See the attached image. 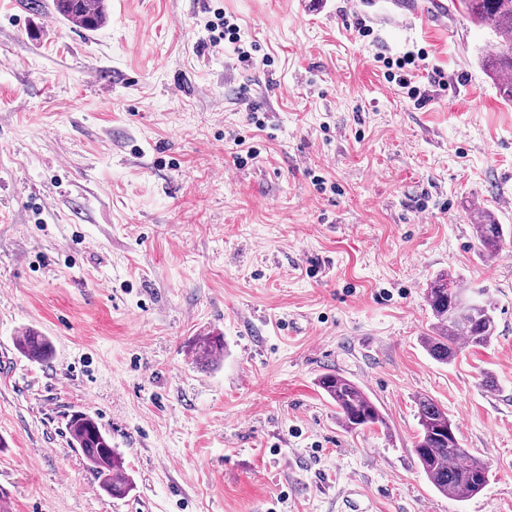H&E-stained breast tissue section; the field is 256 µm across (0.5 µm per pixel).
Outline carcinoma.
Instances as JSON below:
<instances>
[{
  "instance_id": "cac0c4a2",
  "label": "carcinoma",
  "mask_w": 512,
  "mask_h": 512,
  "mask_svg": "<svg viewBox=\"0 0 512 512\" xmlns=\"http://www.w3.org/2000/svg\"><path fill=\"white\" fill-rule=\"evenodd\" d=\"M461 4L471 21L499 37L512 36V0H452ZM55 9L65 20L84 30H95L107 17L105 0H55ZM484 67L499 88L501 99L512 102V44L501 47L483 59ZM483 252L493 254L504 246L503 225L483 216L474 224ZM457 279L440 274L425 291L434 323L431 334L422 337L427 354L436 362L450 364L462 352L461 344L471 348L488 345L496 332V306L490 298L475 302L460 301ZM18 346L35 362H47L52 355L48 337L29 332ZM224 339L208 336L194 345L196 360L212 363L223 354ZM319 387L336 406L340 426L349 432L364 428L387 427L386 418L376 402L356 382L326 373ZM418 431L414 452L427 480L439 494L461 501L479 494L486 486L489 466L459 444L449 443L448 426L454 421L448 410L432 398L417 400ZM70 443L79 449L102 490L111 497L128 494L132 483L126 476L121 454L112 448L111 436L87 413H77L68 422Z\"/></svg>"
}]
</instances>
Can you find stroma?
<instances>
[{"label":"stroma","instance_id":"1","mask_svg":"<svg viewBox=\"0 0 512 512\" xmlns=\"http://www.w3.org/2000/svg\"><path fill=\"white\" fill-rule=\"evenodd\" d=\"M108 6L84 31L0 0L8 512H512V262L473 228L487 209L512 232V104L482 67L500 39L429 0L409 22L395 0ZM218 10L252 64L210 45ZM421 48L418 105L380 59ZM240 138L258 152L243 165ZM441 273L497 306L491 343L448 365L420 342ZM28 330L51 338L48 362L18 349ZM216 335L223 354L198 365ZM324 373L387 429H342ZM421 396L489 463L478 495L450 500L422 472ZM77 411L111 434L127 497L71 447ZM224 339L222 336H208L198 340L194 345V355L197 361L213 363L223 354Z\"/></svg>","mask_w":512,"mask_h":512}]
</instances>
